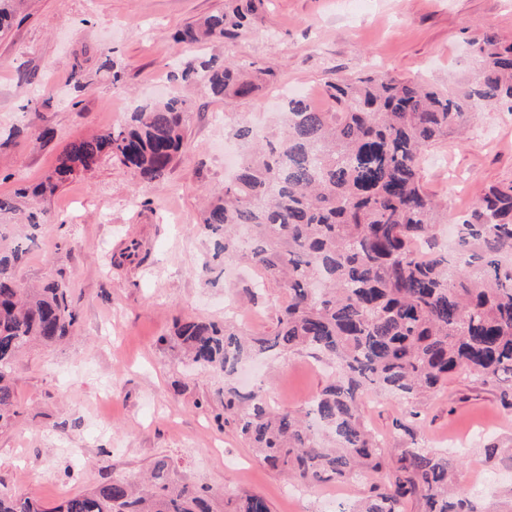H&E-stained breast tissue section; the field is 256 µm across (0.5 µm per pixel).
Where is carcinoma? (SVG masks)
<instances>
[{
    "label": "carcinoma",
    "instance_id": "carcinoma-1",
    "mask_svg": "<svg viewBox=\"0 0 512 512\" xmlns=\"http://www.w3.org/2000/svg\"><path fill=\"white\" fill-rule=\"evenodd\" d=\"M255 0H228L224 11L174 34L178 45L235 37ZM479 74L453 90L422 79L365 74L328 84L336 111L303 96L282 106L272 139L246 121L237 173L201 219L214 255L237 258L284 289L274 333L250 336L231 320L219 326L176 322L174 341L201 369L232 377L246 359L270 350L310 349L333 368L306 416L269 406L262 390L224 384V415L272 469L298 484L361 482L366 492L340 512H484L453 482L448 453L418 445L410 420L452 376L497 392L512 409V184L493 185L464 216L448 212L421 176L425 152L461 130L487 105L512 112V43L485 34L469 42ZM270 71L250 73L214 57L183 64L180 79H201L215 96L253 97ZM188 100L181 91L131 115L130 123L73 143L40 182L0 194V224L36 230L43 203L104 157L160 183L186 147ZM453 223L448 250L435 228ZM24 250L0 247V422L17 414L14 366L24 349L68 336L77 321L71 288L53 280L19 288ZM388 393L403 403L397 429L412 447L387 456L366 427L361 398ZM233 512H271L258 495L230 499ZM0 512H212L208 488L177 484L157 460L141 487L106 481L53 507L0 491Z\"/></svg>",
    "mask_w": 512,
    "mask_h": 512
}]
</instances>
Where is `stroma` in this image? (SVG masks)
Wrapping results in <instances>:
<instances>
[{"label":"stroma","instance_id":"1","mask_svg":"<svg viewBox=\"0 0 512 512\" xmlns=\"http://www.w3.org/2000/svg\"><path fill=\"white\" fill-rule=\"evenodd\" d=\"M253 22L232 39L176 52L172 37L224 8L225 0H16L0 35V194L42 180L69 145L124 126L153 85L175 88L172 55L214 56L271 70L257 96L232 104L203 85L184 88L188 146L165 181L103 160L47 201L50 221L36 232L20 284L64 277L78 321L60 344H36L18 359V414L0 426V491L52 507L115 478L139 480L161 458L181 484L207 486L214 512L242 493L271 512H339L364 486L328 483L296 489L268 468L221 421L224 377L197 371L167 342L176 320L223 323L271 333L287 295L275 284L250 298L257 268L228 260L201 267L212 243L199 228L206 194L229 178L237 115L269 127L284 90L302 89L323 112L336 104L330 81L360 72L438 84L473 77L469 39L512 42V0H255ZM114 63L105 69L104 60ZM80 71L82 89L71 76ZM120 84H113V71ZM52 128L54 136L36 141ZM426 188L461 214L492 185L512 183V113L486 108L465 137H451L421 160ZM256 287V286H255ZM255 377L273 407L306 411L328 384L327 367L308 352L278 353ZM365 424L385 447L405 448L396 397L367 395ZM419 442H460L456 479L485 512H512V411L491 388L449 380L420 409ZM501 447L499 458L485 450Z\"/></svg>","mask_w":512,"mask_h":512}]
</instances>
